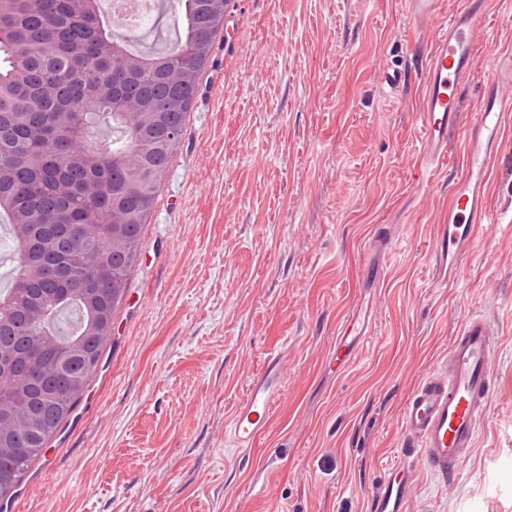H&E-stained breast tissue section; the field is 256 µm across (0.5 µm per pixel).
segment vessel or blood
I'll return each mask as SVG.
<instances>
[{"label": "vessel or blood", "mask_w": 512, "mask_h": 512, "mask_svg": "<svg viewBox=\"0 0 512 512\" xmlns=\"http://www.w3.org/2000/svg\"><path fill=\"white\" fill-rule=\"evenodd\" d=\"M439 0H408L411 13L433 27L432 50L426 67V85L419 109L423 130L422 154L431 167L448 159V135L462 134L461 175L448 197V219L440 228L438 253L448 265V280L456 282L461 262L470 252L480 225L495 216L488 208L485 190L499 161L500 145L512 98L501 94L499 81L512 75V49L499 51L477 111L470 123L460 112L462 83L476 62L475 38L486 0H463L449 24L438 22ZM394 241L389 233L373 237V257L365 278L378 285ZM370 317L359 311L343 322L336 350L351 356L358 340L370 329ZM494 329L481 314L468 317L459 327L441 371L432 373L408 398L402 412L403 431L411 446L419 448L427 466L448 474L472 447L481 408L492 390L490 359ZM283 381L280 359L249 386L229 431L234 446L250 447L266 426ZM412 472L408 463L392 465L371 499V512H407Z\"/></svg>", "instance_id": "vessel-or-blood-1"}]
</instances>
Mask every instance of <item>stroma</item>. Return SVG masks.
I'll return each mask as SVG.
<instances>
[{
	"label": "stroma",
	"instance_id": "stroma-1",
	"mask_svg": "<svg viewBox=\"0 0 512 512\" xmlns=\"http://www.w3.org/2000/svg\"><path fill=\"white\" fill-rule=\"evenodd\" d=\"M182 143L145 224L103 362L7 512H369L389 465L413 469L407 512H512V129L456 285L437 234L455 164L426 180L417 109L432 35L405 0H230ZM150 15L141 45L178 35ZM512 0H488L463 83L472 119ZM403 86L382 92L388 66ZM395 238L363 283L375 227ZM374 331L343 373L344 317ZM495 330L493 389L449 477L405 447L410 393L445 366L471 314ZM284 383L252 448L229 440L271 357Z\"/></svg>",
	"mask_w": 512,
	"mask_h": 512
}]
</instances>
